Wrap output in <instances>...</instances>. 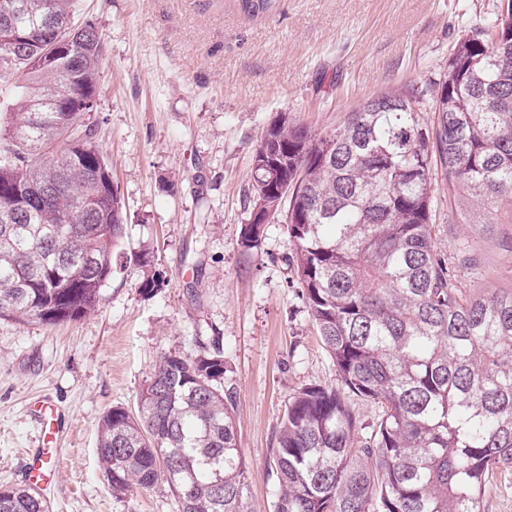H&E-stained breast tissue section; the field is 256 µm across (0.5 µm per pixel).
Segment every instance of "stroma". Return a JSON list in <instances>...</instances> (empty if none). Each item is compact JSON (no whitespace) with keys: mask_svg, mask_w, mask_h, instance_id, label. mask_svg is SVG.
<instances>
[{"mask_svg":"<svg viewBox=\"0 0 512 512\" xmlns=\"http://www.w3.org/2000/svg\"><path fill=\"white\" fill-rule=\"evenodd\" d=\"M500 0H280L270 15L238 0H74L105 40L91 120L112 169L126 236L100 304L54 326L0 319V488L26 485L41 445L36 398L58 406L50 512H176L165 485L117 498L97 453L113 406L136 412L164 352L220 334L236 396L237 444L252 512H272V450L290 396L337 386L302 299L284 213L252 249V155L282 119L320 136L367 98L409 87L432 100L458 40ZM435 243L469 295L512 287V224H464L433 208ZM150 249L164 279L145 293ZM151 254L152 252H150L149 249L144 248L139 256L137 264L143 273V280L141 282L142 290L147 293H152L155 290L157 291L161 288L164 281L156 270L153 271L154 262Z\"/></svg>","mask_w":512,"mask_h":512,"instance_id":"obj_1","label":"stroma"}]
</instances>
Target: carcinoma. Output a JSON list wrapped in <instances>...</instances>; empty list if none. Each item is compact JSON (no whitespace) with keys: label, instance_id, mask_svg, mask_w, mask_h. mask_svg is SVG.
I'll return each mask as SVG.
<instances>
[{"label":"carcinoma","instance_id":"cac0c4a2","mask_svg":"<svg viewBox=\"0 0 512 512\" xmlns=\"http://www.w3.org/2000/svg\"><path fill=\"white\" fill-rule=\"evenodd\" d=\"M278 0H239L250 17ZM491 36L461 39L430 114L415 88L370 97L332 133L288 120L255 149L251 207L288 205L297 283L339 385L288 401L273 512H484L512 470V289L470 296L432 233L433 173L466 224H512V0ZM64 54L48 65L62 32ZM102 32L72 0H0V317L55 325L99 304L125 237L96 128ZM263 225L248 224L247 248ZM142 250V290L163 279ZM220 335L164 353L133 415L102 417L112 495L164 481L178 512H249ZM378 405L364 434L349 398ZM0 512H48L27 487Z\"/></svg>","mask_w":512,"mask_h":512}]
</instances>
